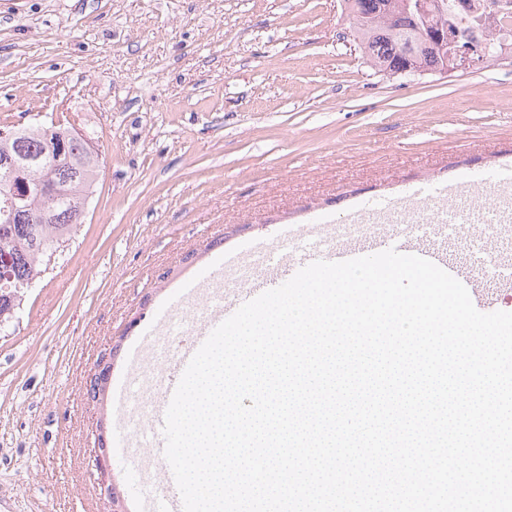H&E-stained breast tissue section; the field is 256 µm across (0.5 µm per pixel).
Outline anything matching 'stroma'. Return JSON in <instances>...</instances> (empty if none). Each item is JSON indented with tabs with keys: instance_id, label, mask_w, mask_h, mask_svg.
<instances>
[{
	"instance_id": "1",
	"label": "stroma",
	"mask_w": 512,
	"mask_h": 512,
	"mask_svg": "<svg viewBox=\"0 0 512 512\" xmlns=\"http://www.w3.org/2000/svg\"><path fill=\"white\" fill-rule=\"evenodd\" d=\"M343 0H0V128L62 119L103 161L74 241L0 333V512H106L92 456L142 409L87 383L157 384L176 335L146 328L187 283H245L224 257L300 250L286 227L335 226L412 192L512 167V63L393 78L364 61ZM506 227L424 242L512 312ZM151 449L112 457L124 512H144Z\"/></svg>"
}]
</instances>
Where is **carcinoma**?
<instances>
[{"label":"carcinoma","mask_w":512,"mask_h":512,"mask_svg":"<svg viewBox=\"0 0 512 512\" xmlns=\"http://www.w3.org/2000/svg\"><path fill=\"white\" fill-rule=\"evenodd\" d=\"M406 0H346L349 28L365 62L389 76L408 77L414 71L435 74L444 69L445 56L432 48L413 54L410 42L421 34L450 33L470 45L462 21L455 19L450 0H438L442 9L428 16L405 10ZM485 63L499 60V42L494 36L478 44ZM13 134L0 138V154L16 146L29 154H41L67 183L63 193L47 201L31 191L28 204L47 214L44 224H28L12 212L0 197V259L9 262L10 279L0 281V314L9 320V296L40 277L46 251L59 247L74 236L79 222L72 221V196L91 193L100 172L98 153L88 141L61 126L5 128Z\"/></svg>","instance_id":"obj_1"}]
</instances>
